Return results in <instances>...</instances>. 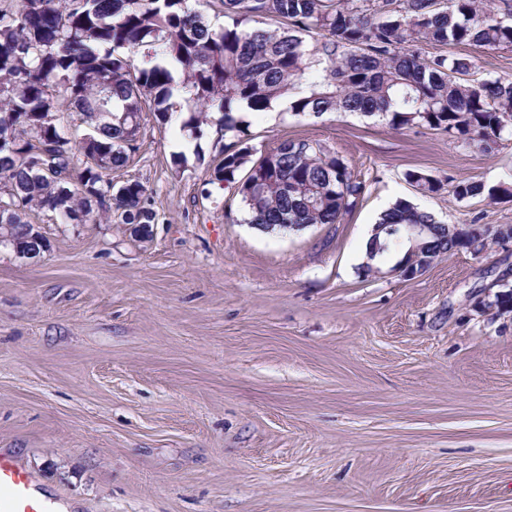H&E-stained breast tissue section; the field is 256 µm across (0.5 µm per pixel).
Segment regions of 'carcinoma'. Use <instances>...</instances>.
Returning a JSON list of instances; mask_svg holds the SVG:
<instances>
[{"label": "carcinoma", "mask_w": 512, "mask_h": 512, "mask_svg": "<svg viewBox=\"0 0 512 512\" xmlns=\"http://www.w3.org/2000/svg\"><path fill=\"white\" fill-rule=\"evenodd\" d=\"M232 26L215 28L189 0H19L0 10V224L23 231L33 212L85 224H152L146 188L112 184L137 149L133 122L153 104L157 122L172 117L180 92L193 102L181 128L200 138L240 131L234 112H253L288 96L296 82L314 90L296 113L359 112L393 130L427 128L495 153L512 137V81L474 77L467 58L425 59L414 43L512 47V0L486 12L483 0H218ZM313 38L310 43L307 38ZM75 115L84 134L65 132L60 114ZM219 118H214V115ZM69 176L65 180L62 175ZM420 192L444 183L410 171ZM212 182L238 196L247 223L300 230L337 224L357 205L365 182L312 140H284L258 159L242 139L224 145ZM462 201L512 198V185L461 178ZM379 242H412L396 224H430L425 250L440 257L479 253L482 234L448 238L435 217L398 201L378 221Z\"/></svg>", "instance_id": "1"}]
</instances>
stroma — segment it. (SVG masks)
<instances>
[{"instance_id": "1", "label": "stroma", "mask_w": 512, "mask_h": 512, "mask_svg": "<svg viewBox=\"0 0 512 512\" xmlns=\"http://www.w3.org/2000/svg\"><path fill=\"white\" fill-rule=\"evenodd\" d=\"M485 79L512 48L451 45ZM262 154L308 139L366 184L338 224L255 232L211 183L219 146L144 110L114 171L147 189L149 240L31 216L47 247L0 248V452L75 512H512V313L473 298L512 251L403 250L365 274L379 215L405 199L446 224H512V201L424 195L405 178L512 182L484 155L357 113L272 107L241 121Z\"/></svg>"}]
</instances>
